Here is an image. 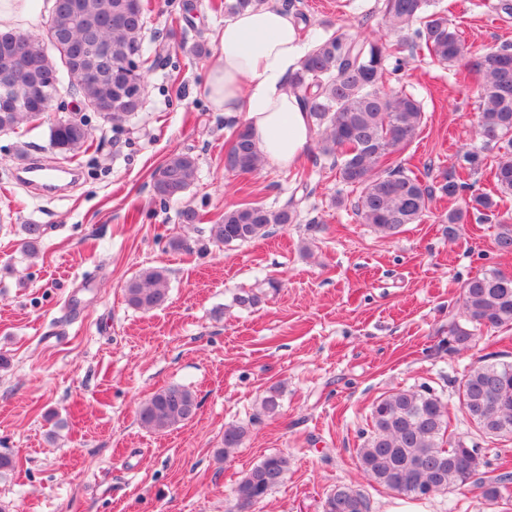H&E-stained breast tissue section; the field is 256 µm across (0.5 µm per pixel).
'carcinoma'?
I'll list each match as a JSON object with an SVG mask.
<instances>
[{"mask_svg":"<svg viewBox=\"0 0 512 512\" xmlns=\"http://www.w3.org/2000/svg\"><path fill=\"white\" fill-rule=\"evenodd\" d=\"M386 30L397 36L388 45L382 39H355L344 32L315 41L305 52L301 68L292 76L291 87L323 128L320 154L336 166V179L358 192L352 202L357 216L386 237L398 234L406 224L422 220L435 191L457 197L464 183L456 173L443 176L440 186L424 182L406 171L393 156L408 146L422 124L420 101L402 90L386 88L416 51H425L439 63H463L477 80L480 106L477 134L486 146L497 149L493 173L495 193L512 195V48L503 47L475 55L461 35L448 23L445 11L435 9V0H381L378 4ZM144 0H55L47 20L46 35L22 30H0L32 42L27 55L13 61L8 79L22 89L39 76L46 84L57 81L76 88L84 106H92L106 120L118 123L139 111L143 98H132V86L159 64V56L144 46ZM92 21L100 42L112 46V72L123 73L125 85L110 77L96 81L79 69L66 70L62 50L78 53L85 41L84 28ZM137 58L139 72L127 66ZM53 109L42 105L41 113L1 112L0 132H13L22 123L41 118ZM89 133L76 125L57 123L50 128V145L60 155L81 148ZM262 161L248 130L233 129L224 159L225 169L250 173ZM197 162L189 153L168 157L154 182L161 202L182 198L195 179ZM493 195L472 193L465 208L494 213ZM296 219L291 200L278 209L248 204L227 210L208 228V239L230 246L242 245L270 235L275 226ZM24 247L34 255L45 234L41 224L23 225ZM495 244L502 253H512V223L497 224ZM127 303L152 311L169 297L167 271L145 268L125 285ZM462 320L448 327V351L467 350L483 329L512 326V275L490 268L465 283ZM459 401L474 428L467 438L449 433L450 417L442 399L429 385L399 389L379 397L372 406L371 431L357 459L362 471L375 483L406 496H429L453 490L475 489L488 501L509 492L512 474L499 471L488 458L484 445L512 437V363L493 361L486 355L473 363L460 380ZM196 394L173 384L154 392L138 407L140 423L165 431L191 420L197 413ZM245 429L224 430L227 457L242 443ZM288 456L275 453L251 469L235 488L233 512H243L262 501L288 473ZM323 512H369L367 497L340 487L325 500Z\"/></svg>","mask_w":512,"mask_h":512,"instance_id":"cac0c4a2","label":"carcinoma"}]
</instances>
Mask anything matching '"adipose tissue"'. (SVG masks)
Returning a JSON list of instances; mask_svg holds the SVG:
<instances>
[{"instance_id": "obj_1", "label": "adipose tissue", "mask_w": 512, "mask_h": 512, "mask_svg": "<svg viewBox=\"0 0 512 512\" xmlns=\"http://www.w3.org/2000/svg\"><path fill=\"white\" fill-rule=\"evenodd\" d=\"M54 0H0V29L37 25ZM302 58L298 21L278 4H265L225 20L208 62L204 92L215 111L243 114L261 156L292 166L312 137V122L290 91Z\"/></svg>"}]
</instances>
